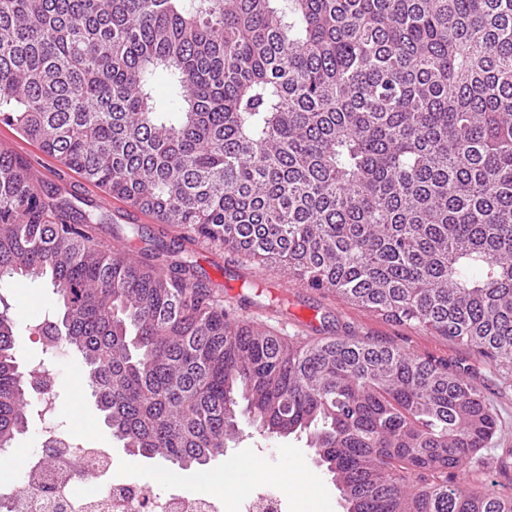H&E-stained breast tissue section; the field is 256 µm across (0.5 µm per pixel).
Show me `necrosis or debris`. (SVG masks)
<instances>
[{
	"label": "necrosis or debris",
	"instance_id": "obj_1",
	"mask_svg": "<svg viewBox=\"0 0 512 512\" xmlns=\"http://www.w3.org/2000/svg\"><path fill=\"white\" fill-rule=\"evenodd\" d=\"M42 448L21 483H0V512H286L278 484L253 486L235 502L194 488L186 477L161 471L150 485L131 484L112 472V452L76 438L60 426L53 398L42 403Z\"/></svg>",
	"mask_w": 512,
	"mask_h": 512
}]
</instances>
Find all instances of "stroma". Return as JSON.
<instances>
[{
    "mask_svg": "<svg viewBox=\"0 0 512 512\" xmlns=\"http://www.w3.org/2000/svg\"><path fill=\"white\" fill-rule=\"evenodd\" d=\"M8 141L13 154L29 166L38 168L43 189L59 196L77 193L111 211L113 224L96 228L94 235L103 248L122 243L127 253L140 258L162 246L171 251L172 260H190L196 279L223 296L224 306L233 314L268 324L288 334L303 337H354L401 346L412 354L448 363L466 371L479 385L500 419L499 429L486 457L508 458L512 455V371H504L481 361L464 343L437 336L429 330L401 325L356 307L346 301L304 287L283 272L265 267L259 261L224 250L184 229L160 224L151 217L133 211L123 202L106 197L98 187L83 181L74 172L43 154L37 145L17 134L0 121V141ZM0 296L13 306L18 320L14 353L20 369L42 354L26 328L44 308H55L56 300L48 286L39 280L16 279L0 282ZM59 385L55 400L78 434L112 451L113 470L124 480L145 484L153 482L164 461L127 455L121 442L103 421L90 390L83 380L84 365L76 353L52 359ZM241 434L231 443L224 458L207 466L209 476H220L226 461L249 457L260 460L270 472L303 470L310 474L319 490L320 512H345L341 494L321 465L305 436H267L241 420Z\"/></svg>",
    "mask_w": 512,
    "mask_h": 512,
    "instance_id": "stroma-1",
    "label": "stroma"
}]
</instances>
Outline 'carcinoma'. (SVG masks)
Masks as SVG:
<instances>
[{"label": "carcinoma", "instance_id": "carcinoma-1", "mask_svg": "<svg viewBox=\"0 0 512 512\" xmlns=\"http://www.w3.org/2000/svg\"><path fill=\"white\" fill-rule=\"evenodd\" d=\"M0 119L135 211L512 369V0H0ZM110 223L0 150V281L52 288L50 342L131 456L202 470L242 412L307 434L346 512H512L455 479L498 429L469 378L244 323L191 262L100 248ZM17 325L1 307L10 442L37 400Z\"/></svg>", "mask_w": 512, "mask_h": 512}]
</instances>
